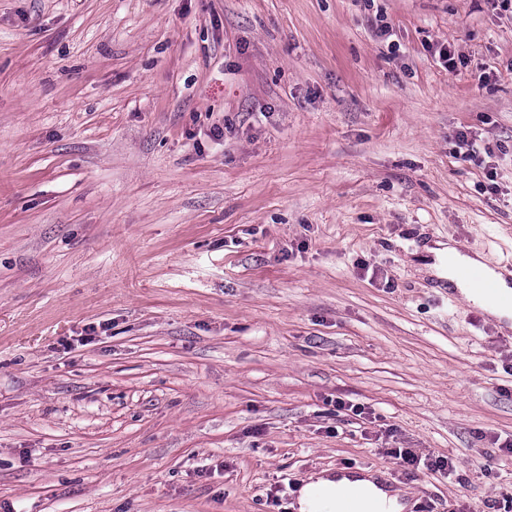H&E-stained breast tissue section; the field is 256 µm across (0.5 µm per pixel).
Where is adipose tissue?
I'll return each instance as SVG.
<instances>
[{
    "label": "adipose tissue",
    "mask_w": 512,
    "mask_h": 512,
    "mask_svg": "<svg viewBox=\"0 0 512 512\" xmlns=\"http://www.w3.org/2000/svg\"><path fill=\"white\" fill-rule=\"evenodd\" d=\"M431 263L425 264L427 274L447 281L450 287L471 301L494 321L501 332L512 330V307L504 306L499 298L512 294V270L488 265L480 254H466L455 245L441 241L429 247ZM478 269L494 284L497 294L489 296L472 288L466 270ZM332 495L328 512H404L405 505L396 492L383 482L380 473L366 470L359 474H337L321 471L299 491L298 512H315L314 503L319 489Z\"/></svg>",
    "instance_id": "obj_1"
}]
</instances>
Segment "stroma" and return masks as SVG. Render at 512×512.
Segmentation results:
<instances>
[{"label":"stroma","instance_id":"1","mask_svg":"<svg viewBox=\"0 0 512 512\" xmlns=\"http://www.w3.org/2000/svg\"><path fill=\"white\" fill-rule=\"evenodd\" d=\"M447 239L512 269L500 0H0V512H512ZM320 488L332 494L328 512H374L377 505H381L384 512H403L406 508L399 495L384 484L379 472L337 474L324 470L300 489L297 512H315L316 493ZM351 489H356L358 495L351 496Z\"/></svg>","mask_w":512,"mask_h":512}]
</instances>
